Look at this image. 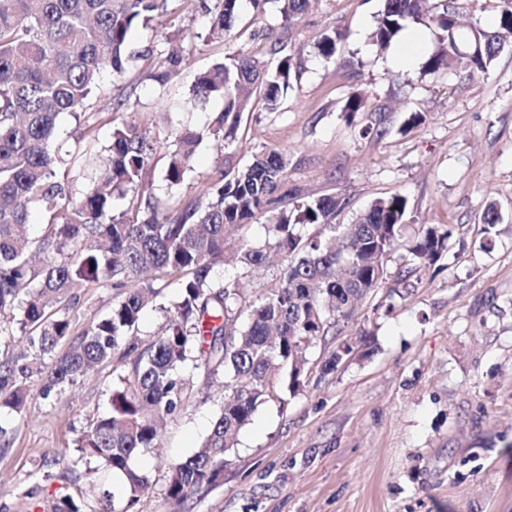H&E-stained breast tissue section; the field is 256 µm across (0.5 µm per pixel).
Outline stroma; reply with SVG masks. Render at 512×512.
Listing matches in <instances>:
<instances>
[{
	"instance_id": "1",
	"label": "stroma",
	"mask_w": 512,
	"mask_h": 512,
	"mask_svg": "<svg viewBox=\"0 0 512 512\" xmlns=\"http://www.w3.org/2000/svg\"><path fill=\"white\" fill-rule=\"evenodd\" d=\"M379 9L380 0H313L287 33L292 91L277 111L243 114L233 160L246 163L263 147L286 152V189L338 194L347 202L340 224L377 199L404 195L418 222L453 225L447 250L435 266L362 300L342 332L366 340L331 374L321 366L337 339L318 340L303 392L260 405L225 456L221 485L178 505L166 496L168 467L200 446L224 403L221 389L197 371L159 447L135 460L150 480L137 512H512V42L487 73L461 64L433 74L425 63L435 32L415 58L400 61L395 48L371 39ZM205 21L190 0H168L158 23L135 30L132 41L160 54L169 48L166 33L182 29L178 74L161 88L140 62L120 77L104 73L87 109L110 113L111 123L79 142L74 117L62 113L57 146L100 151L113 124L137 120L158 142L155 193L170 204L202 197L221 160L210 142L197 148L181 186L164 179L178 131L223 108L218 99L193 101L195 76L234 51L276 62L271 46L281 32L275 0L260 10L245 0L221 43L200 39ZM330 26L345 38L329 61L314 44ZM356 90L367 110L382 113L384 139L346 122L344 105ZM130 93L137 105L115 109ZM412 112L427 120L402 134ZM491 201L502 220L488 232L481 216ZM268 229L260 216L227 233L226 261L214 268L248 302L278 287L285 263L277 257L245 269L232 257L243 244L265 245ZM114 299L103 282L82 292L67 312L73 333ZM123 371L106 363L59 395L30 397L10 446L0 450V512H51L59 494L85 491L93 475L84 467L66 482L35 470L42 458L73 455L80 430L108 412Z\"/></svg>"
}]
</instances>
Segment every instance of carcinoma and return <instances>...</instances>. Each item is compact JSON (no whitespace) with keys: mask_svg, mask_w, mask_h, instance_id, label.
I'll list each match as a JSON object with an SVG mask.
<instances>
[{"mask_svg":"<svg viewBox=\"0 0 512 512\" xmlns=\"http://www.w3.org/2000/svg\"><path fill=\"white\" fill-rule=\"evenodd\" d=\"M241 0H200L208 16L204 41L222 42L239 15ZM280 3L279 42L306 11L309 0ZM167 0H0V334L25 336L27 352L0 362V411L23 413L30 383L41 374L39 396L48 399L114 360H130L110 393V411L83 429L76 456L43 461L38 473L65 479L78 463L96 464L124 477L126 504L134 507L149 488L147 476L132 466L160 440V424L182 409L191 371L202 369L224 387V404L197 450L169 467L167 497L177 504L221 485L224 456L236 447L239 432L256 408L277 396L275 380L294 394L304 385L309 349L334 332L352 353V337L341 335L355 303L386 283L387 257L402 225L411 220L408 198L379 199L351 224L335 223L346 205L336 194L305 198L281 191L287 160L265 149L250 163L219 164L205 197L168 210L151 188L150 160L157 141L135 121L112 128L107 155L91 183L80 192L68 181L78 157L52 148L56 118L69 112L82 120L81 135L91 137L99 113L85 104L105 71L126 73L133 62L147 63L149 80L165 86L184 61L173 49L154 55L132 48L134 29L164 11ZM426 0H383L372 34L389 47L410 24L439 30V47L427 59L438 72L466 62L472 73L487 71L512 33V9L491 29H478L479 50L464 53L459 42V11L425 8ZM344 34L325 31L317 54L336 56ZM289 55L270 67L254 55L235 52L197 73L196 102L221 99L212 121L180 132L168 155L165 180L173 188L191 170L197 146L213 140L222 148L237 138L242 114L256 98L276 109L292 88ZM344 112L354 123L365 112V97L349 95ZM131 195V208L114 213V200ZM49 214L37 242L26 232L30 208ZM270 214L273 243L246 245L237 261L264 265L271 249L284 255L278 288L249 303L233 284L216 281L212 267L224 261L225 234L258 214ZM319 224L303 235L296 227ZM453 228L420 224L407 249L405 276L435 265L447 249ZM105 281L119 299L77 337L59 311L85 289ZM178 288L174 310L160 333L138 336L143 312L161 289ZM246 313L242 323L233 316ZM52 512H96L84 496L65 493Z\"/></svg>","mask_w":512,"mask_h":512,"instance_id":"carcinoma-1","label":"carcinoma"}]
</instances>
